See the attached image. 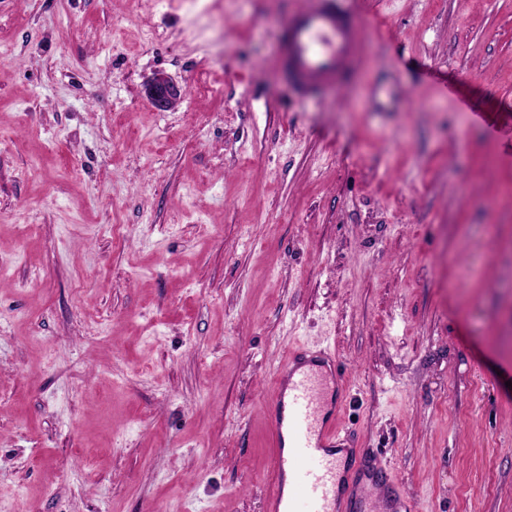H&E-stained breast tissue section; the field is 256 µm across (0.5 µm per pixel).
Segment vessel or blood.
Segmentation results:
<instances>
[{"instance_id":"vessel-or-blood-1","label":"vessel or blood","mask_w":512,"mask_h":512,"mask_svg":"<svg viewBox=\"0 0 512 512\" xmlns=\"http://www.w3.org/2000/svg\"><path fill=\"white\" fill-rule=\"evenodd\" d=\"M365 31L334 0H306L285 26L282 63L302 97L312 98L350 80ZM272 395L278 448L268 512H340V463L331 452L344 432L326 415L323 393L339 383L335 351L295 348L279 367Z\"/></svg>"}]
</instances>
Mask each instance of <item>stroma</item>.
I'll use <instances>...</instances> for the list:
<instances>
[{"label": "stroma", "mask_w": 512, "mask_h": 512, "mask_svg": "<svg viewBox=\"0 0 512 512\" xmlns=\"http://www.w3.org/2000/svg\"><path fill=\"white\" fill-rule=\"evenodd\" d=\"M341 2L389 111L289 88L304 0H0V512H266L326 344L414 512H512V0ZM186 93V86L161 71L154 73L144 87L145 97L159 111L175 109Z\"/></svg>", "instance_id": "35a3bbf8"}]
</instances>
